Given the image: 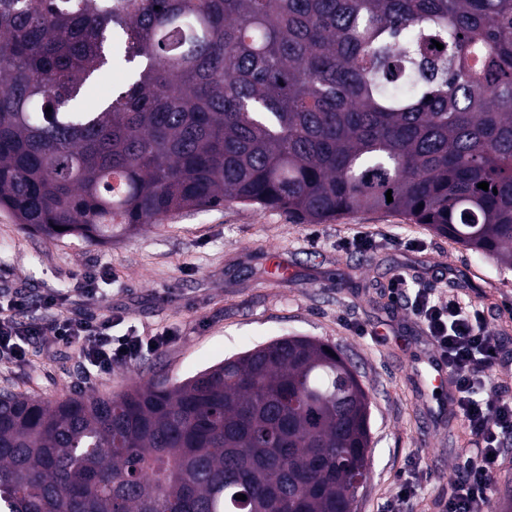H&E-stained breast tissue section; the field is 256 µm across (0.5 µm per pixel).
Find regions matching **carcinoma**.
<instances>
[{"label": "carcinoma", "instance_id": "cac0c4a2", "mask_svg": "<svg viewBox=\"0 0 512 512\" xmlns=\"http://www.w3.org/2000/svg\"><path fill=\"white\" fill-rule=\"evenodd\" d=\"M232 203L391 211L512 269V0H0L1 210L105 246ZM370 406L309 336L119 393L4 389L0 512H347Z\"/></svg>", "mask_w": 512, "mask_h": 512}]
</instances>
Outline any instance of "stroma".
Masks as SVG:
<instances>
[{
  "mask_svg": "<svg viewBox=\"0 0 512 512\" xmlns=\"http://www.w3.org/2000/svg\"><path fill=\"white\" fill-rule=\"evenodd\" d=\"M373 246H351L357 234ZM288 276L272 282V257ZM110 270L86 315L108 314L112 333L174 332L170 345L111 375L86 381L76 351L62 343L33 347L27 362L0 363V388L36 399L117 393L158 372L183 379L235 353L286 335L337 345L356 366L371 398V468L354 512H388L401 471L422 474L413 512H439L464 448L466 427L447 393L426 400L417 371L429 347L421 327L394 308L387 286L455 290L483 310L504 345L497 369L512 396V271L386 211H357L325 224L228 204L168 218L94 246L27 233L0 209V288L36 295L79 286L82 273Z\"/></svg>",
  "mask_w": 512,
  "mask_h": 512,
  "instance_id": "35a3bbf8",
  "label": "stroma"
}]
</instances>
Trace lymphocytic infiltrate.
<instances>
[{
    "mask_svg": "<svg viewBox=\"0 0 512 512\" xmlns=\"http://www.w3.org/2000/svg\"><path fill=\"white\" fill-rule=\"evenodd\" d=\"M391 300L420 324L449 373L451 399L462 414L472 447L448 480L441 512H487L502 465L506 440L512 438V398L501 392L494 371L503 347L488 327L484 313L451 293L409 289L406 278L393 280ZM64 294L56 290L32 296L20 288L0 289V361H26L29 346L54 341L76 347L81 372L98 380L150 352L171 344L168 333L116 336L111 317L63 312Z\"/></svg>",
    "mask_w": 512,
    "mask_h": 512,
    "instance_id": "f902f5d3",
    "label": "lymphocytic infiltrate"
}]
</instances>
